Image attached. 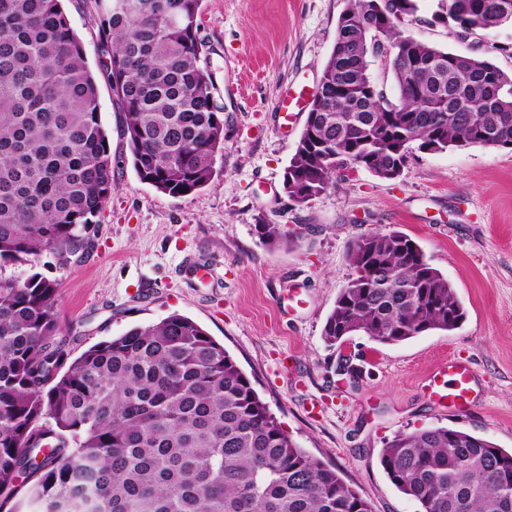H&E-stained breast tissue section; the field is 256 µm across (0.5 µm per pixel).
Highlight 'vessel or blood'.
I'll return each mask as SVG.
<instances>
[{
  "label": "vessel or blood",
  "mask_w": 512,
  "mask_h": 512,
  "mask_svg": "<svg viewBox=\"0 0 512 512\" xmlns=\"http://www.w3.org/2000/svg\"><path fill=\"white\" fill-rule=\"evenodd\" d=\"M309 96L310 91L304 86L282 96L278 103V118L282 125L295 123ZM476 385L477 376L471 364L463 358L453 356L425 378L422 389L437 407L459 413L468 411L473 406Z\"/></svg>",
  "instance_id": "obj_1"
}]
</instances>
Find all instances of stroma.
I'll use <instances>...</instances> for the list:
<instances>
[{"label":"stroma","instance_id":"1","mask_svg":"<svg viewBox=\"0 0 512 512\" xmlns=\"http://www.w3.org/2000/svg\"><path fill=\"white\" fill-rule=\"evenodd\" d=\"M89 0H62L91 70L99 68ZM345 0H202V58L224 103V152L205 187L184 196L139 180L122 113L99 86L112 195L84 253H42L34 271L60 285L54 344L69 358L126 330L179 313L224 345L283 429L335 466L373 512H418L387 478L380 452L400 432L447 426L512 451V149L413 151L401 176L337 177L298 205L283 176L304 118L279 125L295 85L317 89ZM261 224L288 236L269 242ZM397 230L454 285L466 311L453 332L384 345L357 333L322 336L354 271L349 244ZM481 378L476 404L451 415L423 379L448 356Z\"/></svg>","mask_w":512,"mask_h":512}]
</instances>
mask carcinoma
Masks as SVG:
<instances>
[{
    "instance_id": "carcinoma-1",
    "label": "carcinoma",
    "mask_w": 512,
    "mask_h": 512,
    "mask_svg": "<svg viewBox=\"0 0 512 512\" xmlns=\"http://www.w3.org/2000/svg\"><path fill=\"white\" fill-rule=\"evenodd\" d=\"M425 0H346L325 61L314 129L283 190L304 204L351 164L384 180L412 145L512 148V73L490 51L458 54L401 30ZM460 36L512 25V0H431ZM102 71L143 182L206 186L224 151V105L201 65L200 0H93ZM383 57L396 96L370 73ZM98 84L62 0H0V512H372L336 470L282 428L224 346L172 314L98 342L69 365L53 345L59 284L6 273L89 243L112 195ZM355 276L322 335L396 344L460 327L448 278L401 231L352 241ZM380 464L419 512H512V452L448 427L401 432Z\"/></svg>"
}]
</instances>
